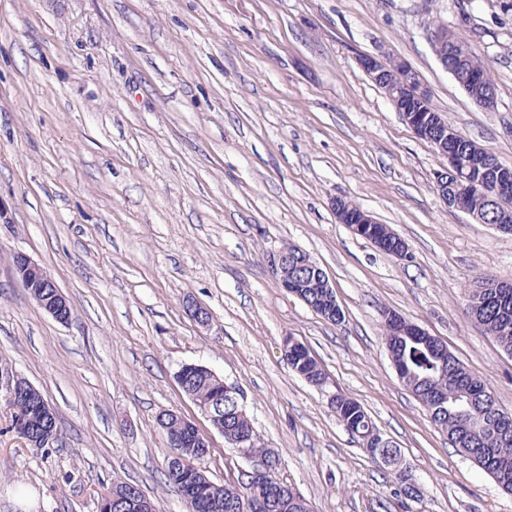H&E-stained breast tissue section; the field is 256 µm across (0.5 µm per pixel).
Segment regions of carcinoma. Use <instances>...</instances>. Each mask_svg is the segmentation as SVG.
<instances>
[{"label":"carcinoma","mask_w":512,"mask_h":512,"mask_svg":"<svg viewBox=\"0 0 512 512\" xmlns=\"http://www.w3.org/2000/svg\"><path fill=\"white\" fill-rule=\"evenodd\" d=\"M473 179L491 187L500 185L499 194L473 195L463 206L478 212L486 224L496 225L504 220L512 222V166L496 164L494 169L482 166L473 173ZM296 275L304 288L300 289L302 301L318 310L325 298L320 281L309 274L308 268L299 266ZM466 310L469 316L484 326L490 336L507 354L512 355V289L468 288ZM382 339L391 358L407 369L404 385L421 401L430 420L446 432L448 441L463 456L470 458L498 486L512 493V414L501 410L485 383L453 353L438 354L430 336L412 339L396 336L387 325H382ZM293 371L313 384L321 383L325 371L308 348L294 359ZM183 388L199 405H211L212 412L220 418L227 435L225 441H235L251 434L246 442L252 454L271 456L274 472H279L280 458L270 448L261 446L249 416L241 404L223 399L224 388L207 370L188 371L183 378ZM8 408L11 420L26 422L27 433L51 428L58 433L53 418L45 419L37 396H18L12 400L0 397ZM339 422L352 435L362 441L370 459L393 466L399 463L394 448H373L371 441L378 431L366 409L354 399L343 394L332 400ZM183 449L171 448L167 454L164 476L182 497L188 512H247L245 503L254 494L248 484L231 479L224 483L211 480L202 469L182 465L177 461ZM130 483L115 480L106 490L111 497L112 512H130L126 490Z\"/></svg>","instance_id":"1"}]
</instances>
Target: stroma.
I'll use <instances>...</instances> for the list:
<instances>
[{"mask_svg": "<svg viewBox=\"0 0 512 512\" xmlns=\"http://www.w3.org/2000/svg\"><path fill=\"white\" fill-rule=\"evenodd\" d=\"M434 18L479 45L494 111L438 63ZM363 56L408 63L438 112L512 165V0H0V360L43 393L62 433L30 447L0 405V512H98L115 479L188 512L163 476L158 424L169 409L210 427L176 381L188 363L238 389L314 512H512V494L429 421L381 339L383 312L401 313L512 413V356L463 305L479 276L512 278V235L437 195L443 158ZM339 198L388 225L409 258L339 223ZM289 244L329 278L343 322L282 288L270 258ZM17 252L54 278L69 323L33 301ZM286 336L326 386L291 370ZM338 393L397 446L417 499L338 422ZM245 464L217 434L201 462L217 482Z\"/></svg>", "mask_w": 512, "mask_h": 512, "instance_id": "stroma-1", "label": "stroma"}]
</instances>
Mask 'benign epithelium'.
Instances as JSON below:
<instances>
[{"label":"benign epithelium","mask_w":512,"mask_h":512,"mask_svg":"<svg viewBox=\"0 0 512 512\" xmlns=\"http://www.w3.org/2000/svg\"><path fill=\"white\" fill-rule=\"evenodd\" d=\"M428 37L429 40L441 45L446 44L451 49L456 70L450 71V74L459 85L462 86L467 82L475 86L479 83L477 73L468 68L471 48L466 38L448 29V26L444 24L428 28ZM359 64L371 80L384 92L395 111L401 114L403 120L415 135L429 141L443 157L445 164L435 174L434 190L448 207L458 211L462 210L461 198L480 191V188L469 180L468 169L486 162L492 151L487 147L478 145L465 155H450L448 154V135H439L434 138L430 136V123L425 118L423 110L415 105L416 101L428 97L426 86L420 82L416 73L405 62L400 60L385 62L375 57L363 56L359 59ZM334 210L339 222L349 225L353 231L357 230L360 224L377 223V220L369 212L362 209L354 211L348 208L342 199L334 201ZM270 262L273 273L285 291L291 294L295 293V289L301 287V284L293 274V260L288 248L280 249L273 255ZM13 267L24 287L30 293L35 288L57 287L51 275L38 262L24 253L15 255ZM33 299L55 321L66 322L61 314L62 309L68 307V302L62 291L59 290L54 294L53 300H55V303L53 304L46 302L41 296L35 295ZM384 321L399 325V333L403 336L427 335L423 328L393 311L384 314ZM34 391H36V388L33 384L15 372L8 376L0 375V393L7 399L11 400L21 392L27 394ZM171 418L190 427L192 439L185 444L187 453L192 454L199 448L212 447L211 433L200 430L194 421L182 416L175 410L163 411L160 413L158 421L163 422ZM240 453L249 462L248 467L241 469V472L249 475L253 483L262 486L272 479L273 470L269 468L264 458L254 456L244 449L240 450Z\"/></svg>","instance_id":"benign-epithelium-1"}]
</instances>
